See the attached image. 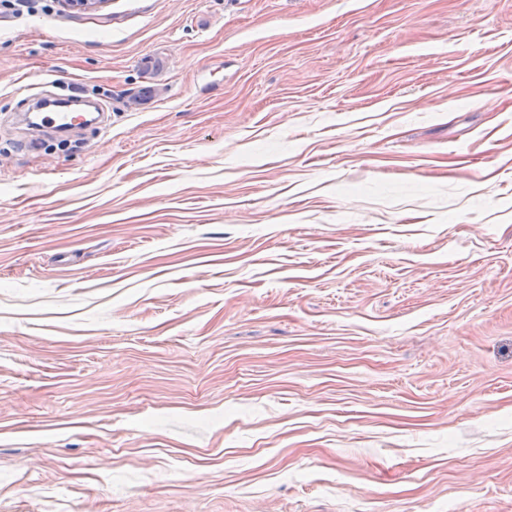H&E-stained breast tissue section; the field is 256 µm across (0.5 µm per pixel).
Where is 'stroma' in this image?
I'll list each match as a JSON object with an SVG mask.
<instances>
[{"label": "stroma", "mask_w": 512, "mask_h": 512, "mask_svg": "<svg viewBox=\"0 0 512 512\" xmlns=\"http://www.w3.org/2000/svg\"><path fill=\"white\" fill-rule=\"evenodd\" d=\"M0 512H512V0L0 12Z\"/></svg>", "instance_id": "1"}]
</instances>
